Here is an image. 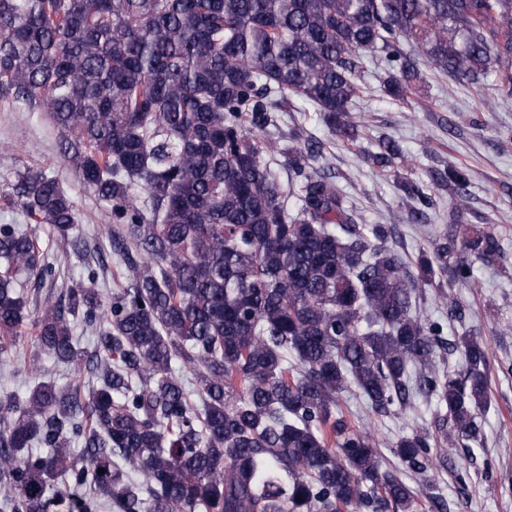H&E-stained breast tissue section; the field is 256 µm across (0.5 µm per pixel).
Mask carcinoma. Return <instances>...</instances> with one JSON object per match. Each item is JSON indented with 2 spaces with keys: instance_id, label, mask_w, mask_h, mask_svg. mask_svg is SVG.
Segmentation results:
<instances>
[{
  "instance_id": "1",
  "label": "carcinoma",
  "mask_w": 512,
  "mask_h": 512,
  "mask_svg": "<svg viewBox=\"0 0 512 512\" xmlns=\"http://www.w3.org/2000/svg\"><path fill=\"white\" fill-rule=\"evenodd\" d=\"M370 63L400 100L421 65L492 75L493 96L511 97L512 0H0V99L46 113L112 217V259L83 249L89 283L75 285L58 283L37 234L0 224V358L31 328L42 353L95 381L87 394L43 379L0 390V512H418L435 499L446 449L483 436L488 348L445 337L420 301L474 287L475 263L501 245L446 233L407 262L317 166L322 142L278 129L294 97L356 139ZM402 155L383 137L366 160ZM268 156L285 158L288 182ZM436 180L464 210L468 174ZM403 190L424 216L432 198ZM3 199L60 241L79 224L37 167H18ZM111 263L123 281L105 296L95 283ZM23 281L49 285L42 309ZM351 391L380 416L435 403L392 443L417 486L344 418Z\"/></svg>"
}]
</instances>
